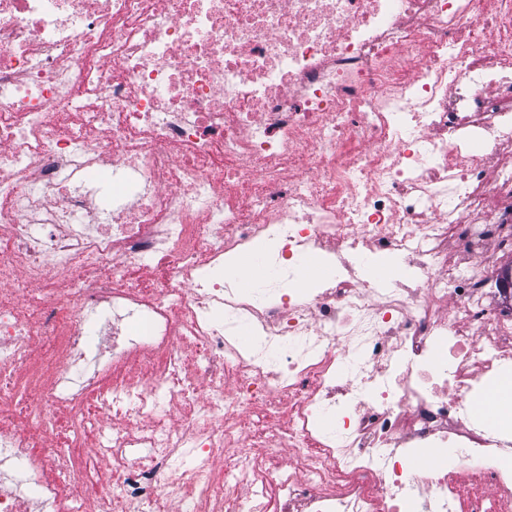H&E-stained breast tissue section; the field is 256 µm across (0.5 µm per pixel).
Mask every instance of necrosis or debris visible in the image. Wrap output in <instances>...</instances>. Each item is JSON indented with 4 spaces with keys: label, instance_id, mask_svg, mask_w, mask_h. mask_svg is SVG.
<instances>
[{
    "label": "necrosis or debris",
    "instance_id": "1",
    "mask_svg": "<svg viewBox=\"0 0 512 512\" xmlns=\"http://www.w3.org/2000/svg\"><path fill=\"white\" fill-rule=\"evenodd\" d=\"M508 237L512 0H0V512H512ZM479 411L496 420V417L512 416V381H504L495 389L492 399L482 402Z\"/></svg>",
    "mask_w": 512,
    "mask_h": 512
}]
</instances>
